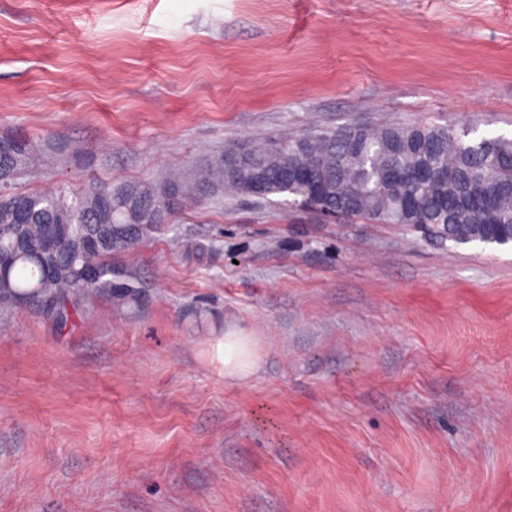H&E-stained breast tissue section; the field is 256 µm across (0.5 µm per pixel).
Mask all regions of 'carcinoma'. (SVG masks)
Returning a JSON list of instances; mask_svg holds the SVG:
<instances>
[{"instance_id":"cac0c4a2","label":"carcinoma","mask_w":512,"mask_h":512,"mask_svg":"<svg viewBox=\"0 0 512 512\" xmlns=\"http://www.w3.org/2000/svg\"><path fill=\"white\" fill-rule=\"evenodd\" d=\"M468 126L354 124L295 139L229 148L160 182L92 187L81 194L11 192L26 165L24 136L0 137V304L32 305L64 322L98 295L118 304L143 283L112 263L205 197H292L323 221L399 224L425 240L512 243V138H473ZM305 171L298 181L293 172ZM97 277L89 284L86 270Z\"/></svg>"}]
</instances>
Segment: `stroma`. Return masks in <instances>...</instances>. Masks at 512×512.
Listing matches in <instances>:
<instances>
[{
  "label": "stroma",
  "mask_w": 512,
  "mask_h": 512,
  "mask_svg": "<svg viewBox=\"0 0 512 512\" xmlns=\"http://www.w3.org/2000/svg\"><path fill=\"white\" fill-rule=\"evenodd\" d=\"M382 122L512 137V0H0L15 191ZM112 261L137 302L0 305V512H512V244L226 196ZM208 354L212 361L223 367L224 375L229 379L252 375L258 363L251 336H242L236 331L214 337L209 342Z\"/></svg>",
  "instance_id": "stroma-1"
}]
</instances>
